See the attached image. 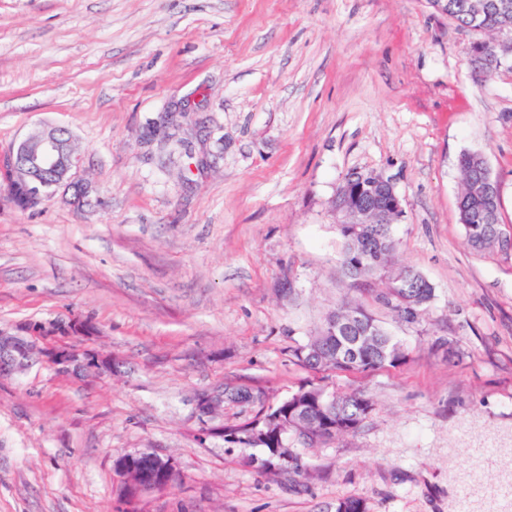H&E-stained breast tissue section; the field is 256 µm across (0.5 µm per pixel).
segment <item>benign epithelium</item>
Masks as SVG:
<instances>
[{"label":"benign epithelium","instance_id":"obj_1","mask_svg":"<svg viewBox=\"0 0 512 512\" xmlns=\"http://www.w3.org/2000/svg\"><path fill=\"white\" fill-rule=\"evenodd\" d=\"M493 45L495 55L500 60L512 57V28L502 27L496 31L491 41L477 42L478 49L470 60L475 66L482 62V56L488 45ZM72 135L59 126L44 125L30 131L8 154L0 156V170L6 175L12 197L22 199L26 207L35 206L50 198L56 190L66 185L73 190V203L78 206H89L88 186L72 181L71 172L79 166L80 157L72 147ZM369 177L376 180L382 195L388 204L377 206L362 204L354 206L348 198V187L338 188L334 200L333 211L339 224H383L388 211L402 213V200L393 184L374 173ZM474 193L492 201L501 200L498 180L486 170L474 185ZM89 325L83 320H70L63 325H55L49 329L41 325H29L23 332L32 335V340L22 336L6 334L0 331V368L13 367L18 370L28 366L30 356L36 351L35 341L52 340L42 354L52 365L65 370L69 367L97 371H112V358L87 350H79L70 341L85 335ZM150 470L136 469L132 466L122 469V479L130 485L141 486L150 477V471L161 474L175 472L171 459L157 454L150 455Z\"/></svg>","mask_w":512,"mask_h":512}]
</instances>
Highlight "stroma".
Masks as SVG:
<instances>
[{
	"label": "stroma",
	"instance_id": "obj_1",
	"mask_svg": "<svg viewBox=\"0 0 512 512\" xmlns=\"http://www.w3.org/2000/svg\"><path fill=\"white\" fill-rule=\"evenodd\" d=\"M478 35L439 0H0V153L67 128L73 177L23 209L0 175V330L78 318L109 374L34 360L0 376V512H448L470 444L512 478V254L459 222V159L482 153L512 225V69L479 77ZM402 199L395 263L434 298L420 321L341 267L331 212L345 177ZM399 339L405 364L316 373L290 348L342 303ZM366 388L364 428L311 450L305 476L247 464L204 414L239 387L273 404L298 386ZM171 458L164 488L124 495L118 461Z\"/></svg>",
	"mask_w": 512,
	"mask_h": 512
}]
</instances>
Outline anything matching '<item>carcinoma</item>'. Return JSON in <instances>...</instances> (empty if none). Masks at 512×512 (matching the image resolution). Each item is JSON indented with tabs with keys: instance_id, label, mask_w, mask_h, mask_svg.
Returning a JSON list of instances; mask_svg holds the SVG:
<instances>
[{
	"instance_id": "cac0c4a2",
	"label": "carcinoma",
	"mask_w": 512,
	"mask_h": 512,
	"mask_svg": "<svg viewBox=\"0 0 512 512\" xmlns=\"http://www.w3.org/2000/svg\"><path fill=\"white\" fill-rule=\"evenodd\" d=\"M463 0H447L448 17L463 31L479 27L494 30L502 20L495 9L473 18L462 12ZM479 153H464L459 160L463 188L458 198V214L468 217L464 225L469 245L477 251L498 249L509 252L512 237L502 226L501 205L487 203L470 194L471 181L480 175ZM344 240L341 264L353 278H384L392 275L390 286L376 300L392 310L401 322L415 324L433 299L434 290L423 277L419 287L406 291L399 287L400 273H390L397 242L390 224L339 225ZM356 315L351 323L335 331L330 321L345 313ZM291 355L314 372H368L405 363L402 344L371 314L358 305L343 304L329 312L319 330L291 349ZM372 397L365 390L339 393L327 385L307 383L267 409H260L247 421L224 428V440L237 448H262L267 457L288 455V463L273 460V466L288 475L305 472L303 452L359 432L373 410Z\"/></svg>"
}]
</instances>
